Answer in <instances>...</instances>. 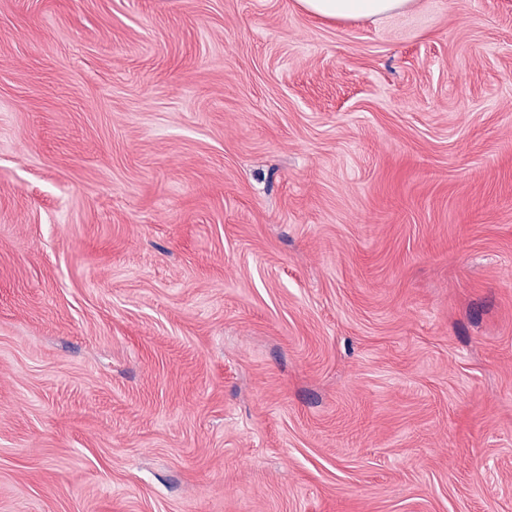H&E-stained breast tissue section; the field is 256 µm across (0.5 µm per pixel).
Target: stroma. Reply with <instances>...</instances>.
Here are the masks:
<instances>
[{"mask_svg":"<svg viewBox=\"0 0 512 512\" xmlns=\"http://www.w3.org/2000/svg\"><path fill=\"white\" fill-rule=\"evenodd\" d=\"M0 512H512V0H0ZM414 2L415 0H297L301 9L308 14L338 21L383 17L409 10Z\"/></svg>","mask_w":512,"mask_h":512,"instance_id":"stroma-1","label":"stroma"}]
</instances>
